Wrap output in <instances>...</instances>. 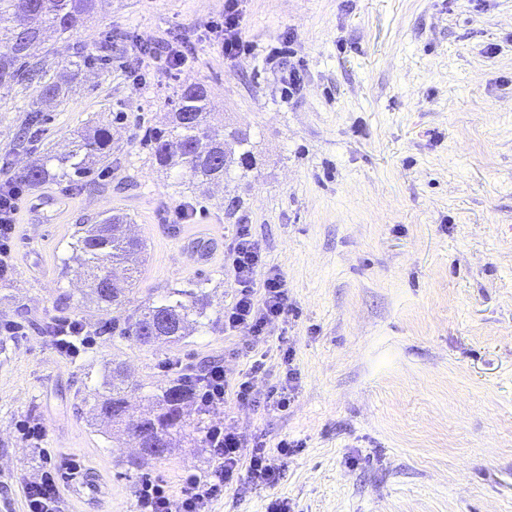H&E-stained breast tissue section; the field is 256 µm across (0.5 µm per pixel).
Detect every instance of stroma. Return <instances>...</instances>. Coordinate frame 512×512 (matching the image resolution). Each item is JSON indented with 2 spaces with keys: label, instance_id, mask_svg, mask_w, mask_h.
I'll list each match as a JSON object with an SVG mask.
<instances>
[{
  "label": "stroma",
  "instance_id": "1",
  "mask_svg": "<svg viewBox=\"0 0 512 512\" xmlns=\"http://www.w3.org/2000/svg\"><path fill=\"white\" fill-rule=\"evenodd\" d=\"M246 53L222 49L224 0H103L85 26L47 33L50 80L64 96L13 156L21 170L61 155L97 127L112 134L96 190L53 180L24 201L62 198L56 220L15 216L11 274L0 280V512H24L20 487L47 463L96 474L105 491H61L62 512H134L143 481L179 494L216 465L178 441L130 466L122 430L101 424L92 392L123 366L130 416L182 373L223 363L230 378L263 358L287 382L286 411L227 394L245 444L297 440L274 485L226 490L210 512H512V0H243ZM185 44L179 71L162 63ZM85 61L74 66L76 47ZM302 83L288 90V70ZM209 91L211 122L249 131L256 164L208 195L180 193L152 162L146 130L166 124L181 84ZM39 85L0 90V153ZM12 169V170H13ZM194 211L168 230L176 206ZM120 213L143 241L121 306L103 312L73 246L94 217ZM247 224L288 288V314L266 336L224 328L234 282L224 261ZM213 239L188 263L189 236ZM200 285L208 333L142 345L129 317L171 289ZM77 318L113 337L62 359L44 323ZM46 428L41 449L17 427Z\"/></svg>",
  "mask_w": 512,
  "mask_h": 512
}]
</instances>
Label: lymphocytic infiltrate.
<instances>
[{"instance_id":"f902f5d3","label":"lymphocytic infiltrate","mask_w":512,"mask_h":512,"mask_svg":"<svg viewBox=\"0 0 512 512\" xmlns=\"http://www.w3.org/2000/svg\"><path fill=\"white\" fill-rule=\"evenodd\" d=\"M227 261L235 295L230 307L224 311L225 327H242L255 337L266 335L271 324L287 315L288 291L280 272L265 269L261 248L250 225H238ZM263 370L262 362H255L250 375L233 386L223 365H209L192 383L198 407L208 412L223 408L224 398L231 392L242 405L261 404L287 410L290 404L287 385L269 386L264 397H256L254 380ZM206 439L217 461L213 471L202 478L188 477L186 488L177 498L162 485L143 482L136 494L135 512H208L210 502L223 496L225 489L238 482L240 462H247L252 483L272 484L280 476L276 456L294 451L293 444L285 440L274 450L267 448L261 440L245 445L241 434L230 424L211 426ZM63 478L60 467L55 466L43 469L23 484L21 493L26 512H61L58 485Z\"/></svg>"}]
</instances>
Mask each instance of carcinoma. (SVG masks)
Returning <instances> with one entry per match:
<instances>
[{
	"instance_id": "carcinoma-1",
	"label": "carcinoma",
	"mask_w": 512,
	"mask_h": 512,
	"mask_svg": "<svg viewBox=\"0 0 512 512\" xmlns=\"http://www.w3.org/2000/svg\"><path fill=\"white\" fill-rule=\"evenodd\" d=\"M98 0H0V90L25 88L33 82L41 83L40 101L57 99L62 86L44 80L50 67L48 56L35 53L41 43L40 33L53 28L61 35L78 30L93 14ZM207 92L198 83L183 85L177 93L171 126L167 131L151 129L144 135L150 146L151 159L160 168L174 176L175 183L187 185L200 193L216 182L224 181L232 167L249 168L253 154L247 132L234 128L238 147L234 157L224 162V132L216 131L207 123ZM42 122L40 107L32 105L26 111L16 139L5 151L3 164H8L11 153L22 148L26 136H36L32 128ZM111 156V134L99 127L90 136L83 137L65 156H48L20 176L0 183V196L16 193L23 188L35 189L52 178L83 179L93 173V164ZM127 220L111 214L89 225L74 248L73 259L89 273L91 293L97 302L110 308L121 302L127 283L113 279L112 266L122 264L128 274L137 272L143 243L122 231ZM206 295L202 288L173 289L161 301L148 304L128 325L127 333L142 340L143 330L153 323L164 339L179 340L187 327L206 328ZM98 414L114 423L124 421L127 412V386L117 368L112 370V381L103 392L93 393ZM194 403V395L181 379L158 389L152 395L150 409L132 424V430L144 439V447L131 461L138 466L146 460L164 458L160 447L172 448L174 435L191 427L198 435L206 432L202 419H186L187 406Z\"/></svg>"
}]
</instances>
